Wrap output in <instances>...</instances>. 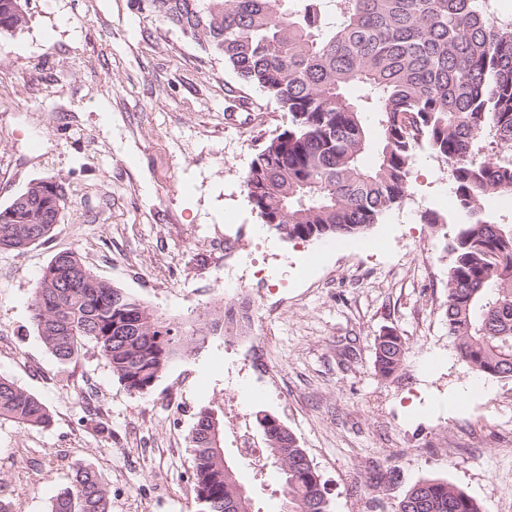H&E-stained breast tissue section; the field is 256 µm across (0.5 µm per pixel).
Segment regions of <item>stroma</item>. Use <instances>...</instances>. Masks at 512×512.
<instances>
[{"label":"stroma","instance_id":"obj_1","mask_svg":"<svg viewBox=\"0 0 512 512\" xmlns=\"http://www.w3.org/2000/svg\"><path fill=\"white\" fill-rule=\"evenodd\" d=\"M238 90L263 111L241 110ZM288 123L221 56L136 0H28L24 29L0 41V205L46 178L70 204L48 241L0 250V376L52 416L45 428L0 418V498L14 512H47L79 462L108 483L112 512H199L190 431L204 408L224 420L225 458L255 512L282 510L278 470L239 464L236 431L262 441L260 411L295 434L331 512H393L434 478L484 512H512V378L448 404L477 374L444 316L456 211L447 166L417 150L402 205L363 234L284 239L252 210L242 177ZM63 251L171 322L250 302L248 336L205 337L143 393L93 344L61 363L29 303ZM390 329L408 350L384 379L374 342Z\"/></svg>","mask_w":512,"mask_h":512}]
</instances>
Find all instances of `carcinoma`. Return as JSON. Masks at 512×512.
<instances>
[{
	"mask_svg": "<svg viewBox=\"0 0 512 512\" xmlns=\"http://www.w3.org/2000/svg\"><path fill=\"white\" fill-rule=\"evenodd\" d=\"M25 0H0V38L27 23ZM144 8L224 59L239 81L274 99L291 125L268 138L243 177L262 223L290 240L359 234L399 206L409 166L425 148L448 166L457 201L455 254L445 318L459 357L482 376L512 377V222L485 207L512 193V18L492 0H144ZM353 85L361 94H347ZM372 114L368 124L365 114ZM492 137L495 157L479 158ZM374 154L370 167L362 157ZM29 203L0 206V249H25L52 232L48 217L67 208L64 184L39 182L19 193ZM30 309L38 336L61 363L86 342L130 392L150 390L167 364L198 343L246 323L229 308L197 329L162 318L137 296L94 276L75 252L42 271ZM375 370L388 378L407 347L389 331L375 339ZM0 417L47 427L35 396L0 377ZM267 458L280 470L283 512H331L307 453L269 416ZM201 512H254L236 466L216 441L224 420L198 412L191 429ZM48 512H111L108 484L77 465ZM394 512H483L461 487L414 483Z\"/></svg>",
	"mask_w": 512,
	"mask_h": 512,
	"instance_id": "cac0c4a2",
	"label": "carcinoma"
}]
</instances>
